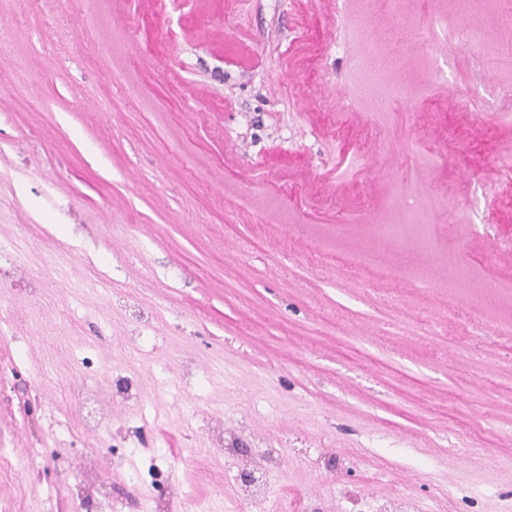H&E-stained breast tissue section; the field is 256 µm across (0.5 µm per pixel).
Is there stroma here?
Returning <instances> with one entry per match:
<instances>
[{
  "instance_id": "stroma-1",
  "label": "stroma",
  "mask_w": 512,
  "mask_h": 512,
  "mask_svg": "<svg viewBox=\"0 0 512 512\" xmlns=\"http://www.w3.org/2000/svg\"><path fill=\"white\" fill-rule=\"evenodd\" d=\"M359 7L0 8V512H151L154 489L114 443L142 469L168 460L173 505L222 501L220 429L285 442L268 512L410 495L512 512V126L496 118L512 110L498 92L512 25L482 6L494 64L435 25L465 0L381 5L376 26L395 14L424 34L387 77L408 101L357 68ZM16 83L53 119L13 99ZM107 89L121 107L105 116ZM474 90L484 111L451 106ZM398 197L425 222L399 243L381 231ZM339 253L404 271L374 282ZM114 290L156 313L150 368L119 348L134 318ZM187 362L195 377L167 387ZM125 373L140 404L115 387ZM90 394L108 431L88 425Z\"/></svg>"
}]
</instances>
